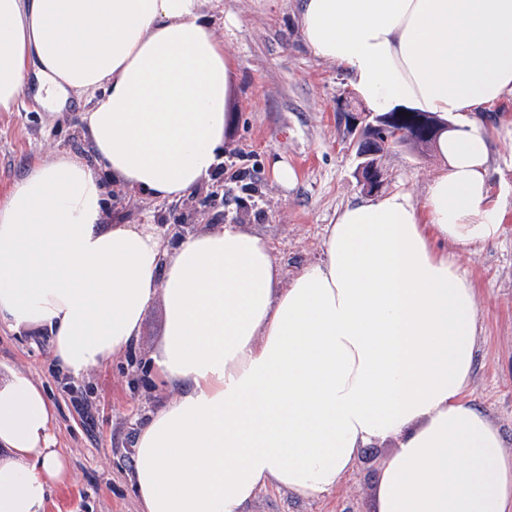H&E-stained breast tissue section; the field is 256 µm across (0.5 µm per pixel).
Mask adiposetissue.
<instances>
[{"label":"adipose tissue","instance_id":"obj_1","mask_svg":"<svg viewBox=\"0 0 512 512\" xmlns=\"http://www.w3.org/2000/svg\"><path fill=\"white\" fill-rule=\"evenodd\" d=\"M205 0H0V112L28 78L90 97L91 157L60 152L0 199V321L44 328L64 373L126 350L154 300L153 355L173 399L143 422L142 512H246L262 486L335 491L367 445L395 440L375 512H512V453L468 400L476 290L444 250L501 234L481 115L512 95V0H302L304 42L379 112L452 121L445 166L345 206L321 259L282 284L268 242L235 224L162 254L109 224L101 172L177 199L220 165L234 59ZM31 378L0 380V512H46L67 463Z\"/></svg>","mask_w":512,"mask_h":512}]
</instances>
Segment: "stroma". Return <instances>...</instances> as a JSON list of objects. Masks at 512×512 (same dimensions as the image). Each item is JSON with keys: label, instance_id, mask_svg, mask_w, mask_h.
Instances as JSON below:
<instances>
[{"label": "stroma", "instance_id": "obj_1", "mask_svg": "<svg viewBox=\"0 0 512 512\" xmlns=\"http://www.w3.org/2000/svg\"><path fill=\"white\" fill-rule=\"evenodd\" d=\"M299 0H208L214 36L237 66L226 114L224 163L211 183H223L224 198L203 208L201 227L243 223L272 248L284 279L317 262L327 224L347 204L368 200L354 171L353 136L338 110L356 92L346 69L315 58L298 24ZM236 26H227V18ZM28 84L15 112H0V198L27 167L57 151L90 155L80 115L86 97H69L53 112ZM489 185L504 211L498 238L449 246L477 292L481 326L469 398L500 428L512 452V96L489 114ZM282 160L296 172L293 187L274 178ZM436 151L421 154L406 146L381 160L384 191L403 189L422 197L439 171ZM211 183L202 184L209 191ZM246 220H239L241 205ZM173 201L127 193L110 220L154 228L165 250L178 241L166 231ZM161 301L145 311L131 348L80 377L62 373L48 336L15 332L0 323V375L20 370L48 396L55 414V445L68 459L64 481L55 485L47 512H140L134 488V445L146 416L171 396L158 383L152 355L163 335ZM395 448L393 441L365 448L336 491L305 500L272 485L261 488L248 512H374L376 477Z\"/></svg>", "mask_w": 512, "mask_h": 512}]
</instances>
